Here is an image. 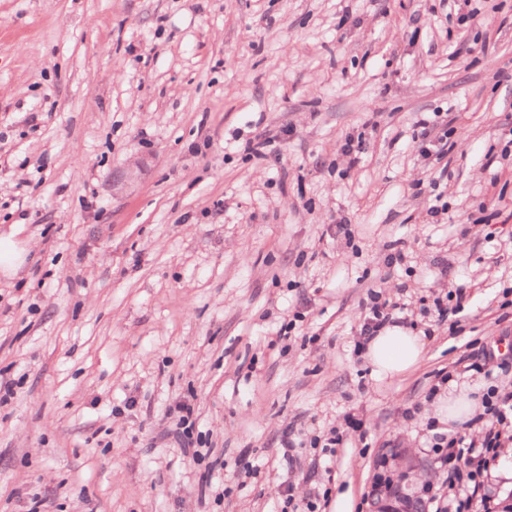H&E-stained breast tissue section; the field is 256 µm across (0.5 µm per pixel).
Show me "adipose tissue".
<instances>
[{"mask_svg":"<svg viewBox=\"0 0 512 512\" xmlns=\"http://www.w3.org/2000/svg\"><path fill=\"white\" fill-rule=\"evenodd\" d=\"M423 348L420 336L395 326L385 328L368 343L366 356L377 378H399L415 370Z\"/></svg>","mask_w":512,"mask_h":512,"instance_id":"adipose-tissue-1","label":"adipose tissue"}]
</instances>
